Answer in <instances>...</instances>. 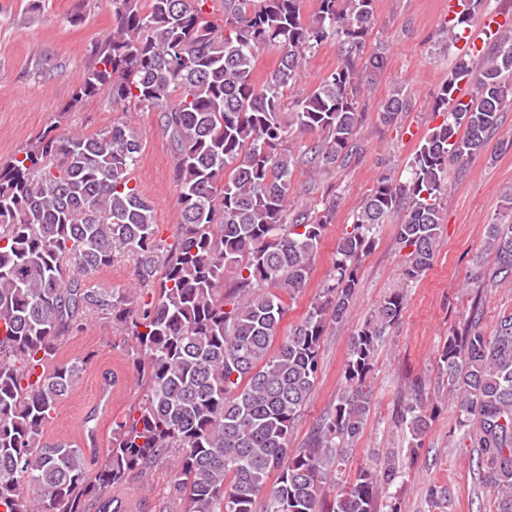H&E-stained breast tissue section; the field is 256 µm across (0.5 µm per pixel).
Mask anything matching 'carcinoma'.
I'll list each match as a JSON object with an SVG mask.
<instances>
[{"label": "carcinoma", "instance_id": "cac0c4a2", "mask_svg": "<svg viewBox=\"0 0 512 512\" xmlns=\"http://www.w3.org/2000/svg\"><path fill=\"white\" fill-rule=\"evenodd\" d=\"M448 37L470 25L483 0H459ZM115 24L95 43L69 108L106 95L114 105L157 115L173 154L179 224L173 242L157 236L150 200L131 184L144 133L117 121L92 134H43L0 162V512H85L133 472L178 452L173 490L182 512H324L322 492L345 449L363 431V390L378 342L402 316L400 292L385 297L351 337L347 388L314 428L306 448L289 438L312 394L326 326L343 321L362 259L380 225L402 215L396 238L408 250L402 278L431 266L448 169L479 155L512 95V33L475 58L459 59L431 110L430 128L406 168L376 178L336 246L322 292L288 336L273 345L287 312L282 294L305 287L335 205L288 213L292 176L316 175L358 151L363 112L357 52L374 21V0H109ZM329 39L340 61L282 118L306 54ZM278 47V68L258 81V53ZM467 80L473 90L456 94ZM397 93L378 109L391 125L406 111ZM294 131L311 135L293 153ZM137 256L135 277L151 299L94 288L70 275L112 266L114 250ZM166 252L163 264L157 252ZM486 250L493 282L512 279V221L490 224ZM99 313L131 338L127 360L141 396L112 423L101 465L89 477L83 449L46 435L59 401L82 379L89 357L48 368L61 343ZM462 437L480 450L512 512V314L493 335L473 321L448 337L441 354ZM400 417L421 445L422 404ZM275 482L268 484L270 475ZM402 477L391 452L361 469L330 512H377L382 486Z\"/></svg>", "mask_w": 512, "mask_h": 512}]
</instances>
